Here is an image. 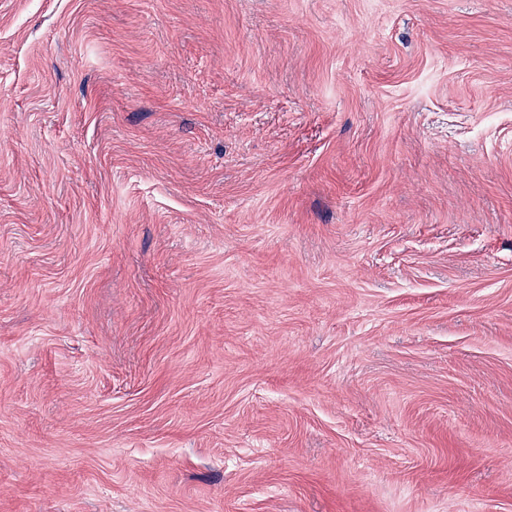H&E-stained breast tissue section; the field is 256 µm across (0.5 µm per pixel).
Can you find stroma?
Listing matches in <instances>:
<instances>
[{
  "instance_id": "1",
  "label": "stroma",
  "mask_w": 512,
  "mask_h": 512,
  "mask_svg": "<svg viewBox=\"0 0 512 512\" xmlns=\"http://www.w3.org/2000/svg\"><path fill=\"white\" fill-rule=\"evenodd\" d=\"M0 512H512V0H0Z\"/></svg>"
}]
</instances>
